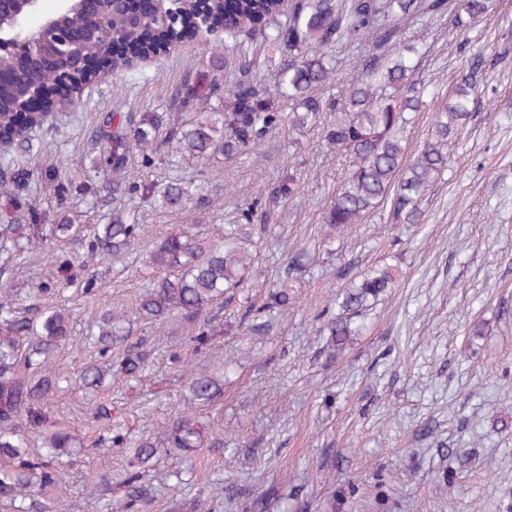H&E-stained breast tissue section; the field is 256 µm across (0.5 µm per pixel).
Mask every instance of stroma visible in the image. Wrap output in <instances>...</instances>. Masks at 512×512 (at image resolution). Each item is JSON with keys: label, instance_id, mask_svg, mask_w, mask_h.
<instances>
[{"label": "stroma", "instance_id": "35a3bbf8", "mask_svg": "<svg viewBox=\"0 0 512 512\" xmlns=\"http://www.w3.org/2000/svg\"><path fill=\"white\" fill-rule=\"evenodd\" d=\"M461 4L449 0L444 14L400 24L402 44L416 48L411 79L430 87L405 134L407 157L431 135L469 56L497 61L415 223L394 220L384 204L356 231L337 235L326 254L325 207L349 160L326 146L325 112L302 130L283 124L256 150L229 161L178 154L162 138L152 166L132 152L134 178H194L203 191L175 211L136 195L126 199L141 226L139 258L91 257L83 243L52 241L10 272L21 295L65 258L95 275L96 299L73 289L58 299L73 317L58 360L63 372L94 359L85 327L99 301L124 309L135 336L146 338L154 353L146 377L98 395L122 405L131 437H159L184 408L223 429L219 448L187 455L158 449L157 494L146 512H252L254 495L263 496L265 512H512V0H496L493 12L476 19L466 48L454 26ZM214 53L222 58L219 80L235 81L238 49L183 44L87 87L78 107L38 132L32 152H16L17 167L54 164L73 181L67 204L74 222L108 223L111 203L95 202L85 181L92 133L109 112L168 111L174 94L198 84ZM289 171L298 177L300 201L271 208L266 223H242L238 205L257 201L265 184ZM232 222L258 244L255 286L225 304L223 334L198 353L180 318L154 326L136 314L139 295L157 277L142 255L174 230L210 235ZM300 250L315 263L295 308L271 315L264 334L249 333L240 325L247 304L265 303L267 288ZM386 266L395 277L391 294L369 312L343 355L330 358L322 328L337 311L339 289L356 272ZM174 352L198 369L223 368L217 405L186 407ZM93 411L76 387L48 405L51 419L83 440L58 491L82 512L122 500L114 478L131 459L130 449L100 446ZM426 423L433 427L428 437L420 431ZM175 471L179 487L164 488L162 477ZM219 480L236 484L240 495L213 494Z\"/></svg>", "mask_w": 512, "mask_h": 512}]
</instances>
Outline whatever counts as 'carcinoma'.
Wrapping results in <instances>:
<instances>
[{
    "label": "carcinoma",
    "mask_w": 512,
    "mask_h": 512,
    "mask_svg": "<svg viewBox=\"0 0 512 512\" xmlns=\"http://www.w3.org/2000/svg\"><path fill=\"white\" fill-rule=\"evenodd\" d=\"M447 0H289L288 24L274 18L280 13L278 0H210L212 19L224 15V40L237 43L260 32L265 63L276 69L278 81L273 91L262 86L239 84L224 89L216 78L206 84L199 101L229 98L230 109L224 112L199 113L193 122L169 124L156 112H145L135 120L122 112L105 116L93 142H105L99 150L93 171L102 178L112 199L138 194L164 205L176 206L193 196L194 184L176 179L159 190L153 184L126 178L130 152L142 154L143 165L153 164L152 147L160 132L176 150L192 157L207 159L222 155L231 160L259 146L266 136L285 121L280 101L297 103L291 117L295 125L329 110L336 120L327 126V143L350 158L349 169L337 186L327 206L325 238L344 233L362 223L388 199L393 198L395 217L411 221L417 217L418 204L425 192L448 169L449 145L458 138L470 118V106L482 94L487 60L480 54L468 59L467 73L455 88L448 104L436 119L431 138L410 162L405 160L404 133L411 113L419 111L426 88L410 81L415 68V49L393 48L396 22L410 14L433 16L445 10ZM494 0H466L463 12L455 16V26L466 44L470 19L493 9ZM172 8L179 23L197 26L199 14L193 0H175ZM115 33L126 46H137L144 34L127 28L125 20H113ZM347 40L365 47V58L351 76H341L337 61L327 55L332 45ZM69 66L57 61L56 70L42 73L37 67L22 63L16 77L0 84V127L12 126L16 109L33 81H56V71ZM332 81L340 91L323 99L316 90ZM45 118L35 116L31 128L15 133L0 144V150L13 145L32 148V130L42 126ZM6 203L22 207L21 196L37 185L54 192L64 201L72 182L51 165L37 164L25 175L9 172L8 163H0V187ZM299 197L298 180L293 172L279 176L268 186L267 200L275 205ZM61 223L46 224L42 213L29 208L0 223V499L8 500L14 512H52L55 501L43 494L61 487L64 459L81 447V438L63 427H46V407L61 390V383H75L83 389H96L106 378L111 386L120 387L138 381L146 371L151 356L144 340L130 341L125 316L103 303L99 320L87 327L86 339L97 348L105 364H89L75 377H65L54 367L72 333L71 315L55 304L57 296L78 288L96 296L93 277L81 272L68 261L59 263L42 283L32 303L18 306V295L1 280L13 265L23 261L31 251L48 241L81 239L92 255H122L139 240L140 225L121 208H112L108 224H72L60 207ZM314 257L300 252L288 261L278 285L267 296L265 309L288 308L293 284L305 280ZM149 263L160 277L140 295L138 308L142 318L160 324L177 313L192 324L193 342L202 348L211 344L217 324L222 320L223 299L249 284V270L254 257L237 225L226 224L210 239L187 233L163 238L149 254ZM395 277L383 268L357 273L342 289L338 313L328 320L327 349L330 357L341 355L359 335L366 313L393 287ZM188 401L210 405L223 396L224 376L201 370L184 369ZM93 420L103 444L128 445L118 404L100 403ZM224 445V433L209 439L195 417L179 412L162 441L142 438L134 442L133 459L122 483L125 485L123 512H133L153 493L143 478L151 470L157 448L194 451Z\"/></svg>",
    "instance_id": "obj_1"
}]
</instances>
